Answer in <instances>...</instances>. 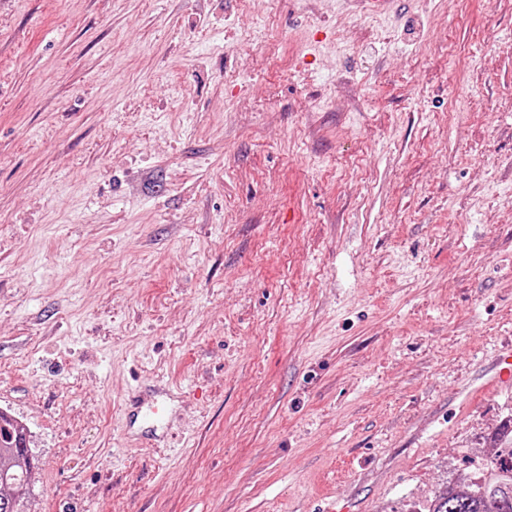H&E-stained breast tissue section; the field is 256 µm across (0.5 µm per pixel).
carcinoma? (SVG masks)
Returning a JSON list of instances; mask_svg holds the SVG:
<instances>
[{"instance_id": "carcinoma-1", "label": "carcinoma", "mask_w": 512, "mask_h": 512, "mask_svg": "<svg viewBox=\"0 0 512 512\" xmlns=\"http://www.w3.org/2000/svg\"><path fill=\"white\" fill-rule=\"evenodd\" d=\"M492 442L493 455L483 466L493 473L488 482L449 484L416 512H512V418L492 436ZM31 468L24 429L0 411V512H31Z\"/></svg>"}]
</instances>
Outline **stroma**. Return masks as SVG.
<instances>
[{
  "mask_svg": "<svg viewBox=\"0 0 512 512\" xmlns=\"http://www.w3.org/2000/svg\"><path fill=\"white\" fill-rule=\"evenodd\" d=\"M510 339L512 0H0L31 512H408L490 456ZM511 387L512 347L509 345L496 352L492 371L480 378L476 389L510 390ZM166 412L165 403L156 398H150L144 400L139 406L136 407V411L128 415L126 418L127 426L129 429L135 427V425H139V427H144L148 425L153 417L164 415ZM144 429H154V425L146 426Z\"/></svg>",
  "mask_w": 512,
  "mask_h": 512,
  "instance_id": "35a3bbf8",
  "label": "stroma"
}]
</instances>
